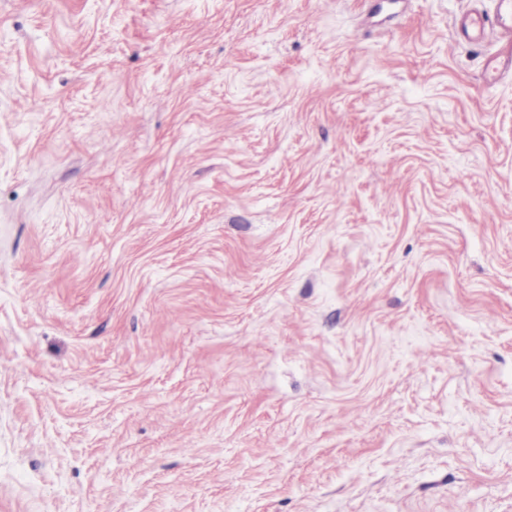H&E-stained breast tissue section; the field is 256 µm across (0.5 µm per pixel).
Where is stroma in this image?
I'll list each match as a JSON object with an SVG mask.
<instances>
[{
    "label": "stroma",
    "instance_id": "obj_1",
    "mask_svg": "<svg viewBox=\"0 0 512 512\" xmlns=\"http://www.w3.org/2000/svg\"><path fill=\"white\" fill-rule=\"evenodd\" d=\"M493 11L0 0V512H512Z\"/></svg>",
    "mask_w": 512,
    "mask_h": 512
}]
</instances>
